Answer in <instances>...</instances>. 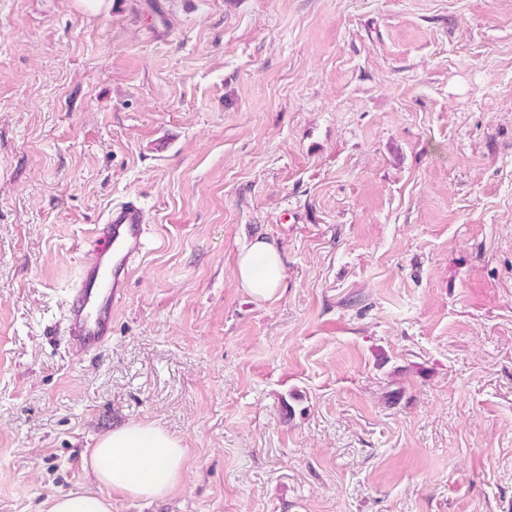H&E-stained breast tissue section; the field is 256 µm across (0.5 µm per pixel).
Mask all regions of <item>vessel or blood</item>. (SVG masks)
Here are the masks:
<instances>
[{
  "instance_id": "1",
  "label": "vessel or blood",
  "mask_w": 512,
  "mask_h": 512,
  "mask_svg": "<svg viewBox=\"0 0 512 512\" xmlns=\"http://www.w3.org/2000/svg\"><path fill=\"white\" fill-rule=\"evenodd\" d=\"M148 233L143 209L126 201L107 209L91 239L92 257L70 289L64 333L74 348L91 352L112 334V308L125 294Z\"/></svg>"
}]
</instances>
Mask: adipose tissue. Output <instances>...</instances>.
<instances>
[{
    "instance_id": "obj_1",
    "label": "adipose tissue",
    "mask_w": 512,
    "mask_h": 512,
    "mask_svg": "<svg viewBox=\"0 0 512 512\" xmlns=\"http://www.w3.org/2000/svg\"><path fill=\"white\" fill-rule=\"evenodd\" d=\"M241 288L258 300L271 298L284 280L277 246L256 238L237 260ZM187 450L181 440L152 424L131 423L102 436L85 459L99 491L75 490L53 497L46 512H111L109 493L133 499H158L182 481Z\"/></svg>"
}]
</instances>
